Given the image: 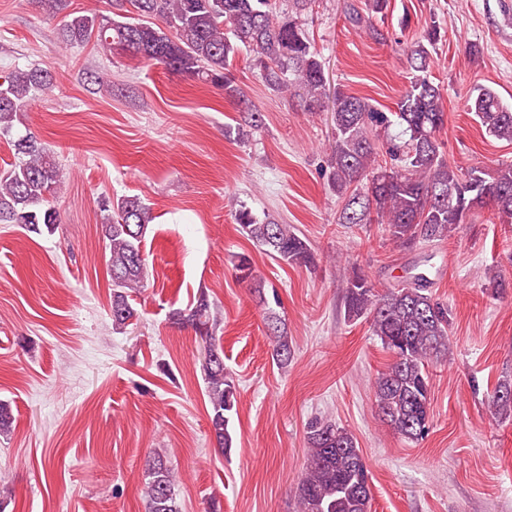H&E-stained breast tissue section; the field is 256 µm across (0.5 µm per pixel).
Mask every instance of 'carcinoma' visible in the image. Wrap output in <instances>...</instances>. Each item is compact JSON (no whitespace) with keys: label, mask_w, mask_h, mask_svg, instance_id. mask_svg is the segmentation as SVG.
I'll return each instance as SVG.
<instances>
[{"label":"carcinoma","mask_w":512,"mask_h":512,"mask_svg":"<svg viewBox=\"0 0 512 512\" xmlns=\"http://www.w3.org/2000/svg\"><path fill=\"white\" fill-rule=\"evenodd\" d=\"M315 0H112L114 17L68 11L69 0H37L48 15H63L60 35L66 45L95 40L103 49L129 52L153 64L241 98L230 67L245 51L271 89L297 96L307 112H321L332 100L333 140L330 185L343 200L342 224L387 226L395 241L412 244L442 241L465 222L470 212L491 206L502 221L512 223V162L491 173L472 167L462 171L445 159L438 134L446 121L443 95L430 78L429 47L437 26L406 53L412 71L397 111L384 112L360 96L340 90L327 93L320 55L312 46L305 21ZM52 71L16 68L0 77V136L8 139L15 162L0 171V224H18L28 232L51 235L60 223L54 199L63 183L59 161L34 134L13 133L14 122L36 93L51 84ZM470 110L485 131L512 143V106L496 91L480 87ZM398 129L379 160L373 137ZM101 225L109 248L112 279V322L118 328L135 317L132 294L147 287L149 273L142 242L152 221L150 209L137 196L102 203ZM243 232L288 264L310 265L314 256L306 240L246 207L235 212ZM424 272L399 284L378 288L362 275L349 280L344 314L366 320L392 356L372 384L378 416L407 442H417L430 429V364L451 352L452 318L448 307L429 291ZM271 329L272 361L281 369L293 359L291 338L277 314V292L267 297L256 289ZM173 323L193 328L204 344L203 372L211 405V433L218 450L233 448L236 386L224 366V350L216 344L219 327L214 303L200 292L184 309L170 315ZM491 413L512 419V382L500 383L489 397ZM307 454L296 486L298 512H368L369 470L355 435L324 419L306 432ZM144 512H181L177 477L156 454L145 463Z\"/></svg>","instance_id":"1"}]
</instances>
